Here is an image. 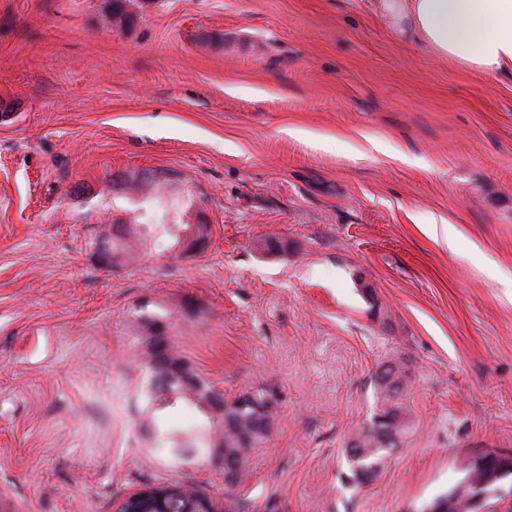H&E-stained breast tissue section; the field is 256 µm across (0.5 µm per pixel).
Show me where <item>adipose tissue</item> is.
<instances>
[{"label": "adipose tissue", "instance_id": "adipose-tissue-1", "mask_svg": "<svg viewBox=\"0 0 512 512\" xmlns=\"http://www.w3.org/2000/svg\"><path fill=\"white\" fill-rule=\"evenodd\" d=\"M441 55L484 78L512 75V0H384Z\"/></svg>", "mask_w": 512, "mask_h": 512}]
</instances>
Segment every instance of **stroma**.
Listing matches in <instances>:
<instances>
[{
  "label": "stroma",
  "mask_w": 512,
  "mask_h": 512,
  "mask_svg": "<svg viewBox=\"0 0 512 512\" xmlns=\"http://www.w3.org/2000/svg\"><path fill=\"white\" fill-rule=\"evenodd\" d=\"M0 0V512H114L166 476L223 512H415L512 454V79L378 0ZM205 199V252L116 270L112 176ZM279 238L269 253L267 238ZM166 316L225 398L267 388L243 483L150 458L143 338ZM407 371L378 479L346 450ZM482 466L493 470L499 477L505 476L510 470L511 455L495 450H487L476 457Z\"/></svg>",
  "instance_id": "stroma-1"
}]
</instances>
